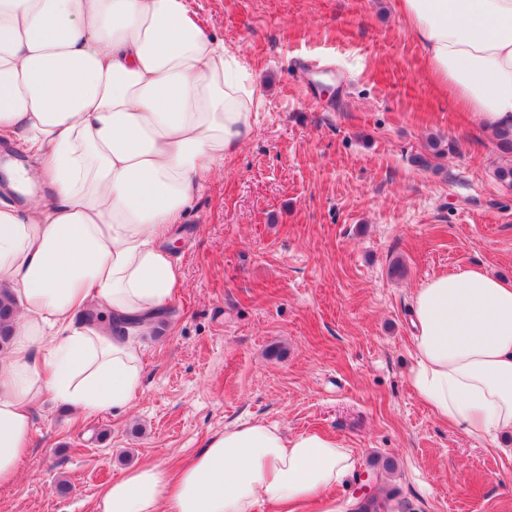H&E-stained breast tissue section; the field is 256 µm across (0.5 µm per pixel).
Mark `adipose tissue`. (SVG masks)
I'll list each match as a JSON object with an SVG mask.
<instances>
[{
    "instance_id": "adipose-tissue-1",
    "label": "adipose tissue",
    "mask_w": 512,
    "mask_h": 512,
    "mask_svg": "<svg viewBox=\"0 0 512 512\" xmlns=\"http://www.w3.org/2000/svg\"><path fill=\"white\" fill-rule=\"evenodd\" d=\"M399 10L455 108L512 132V0ZM260 99L241 49L189 0H0V141L25 158L0 170V284L19 305L0 355V485L44 397L91 416L141 392L135 338L183 286L170 227L251 137ZM412 313L415 396L473 439L512 433V281L451 270L414 290ZM355 470L331 435L243 422L175 472H124L98 512H343L330 492Z\"/></svg>"
}]
</instances>
